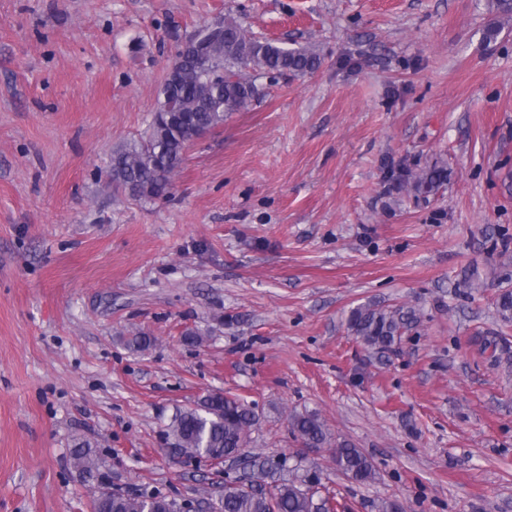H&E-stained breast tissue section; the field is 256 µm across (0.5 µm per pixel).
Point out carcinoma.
I'll list each match as a JSON object with an SVG mask.
<instances>
[{"instance_id":"carcinoma-1","label":"carcinoma","mask_w":512,"mask_h":512,"mask_svg":"<svg viewBox=\"0 0 512 512\" xmlns=\"http://www.w3.org/2000/svg\"><path fill=\"white\" fill-rule=\"evenodd\" d=\"M198 50L178 53L168 70L162 98L146 134L112 152L107 186L115 195L132 200L155 201L164 197L184 161L186 150L204 134L222 126L224 118L240 112L258 94L250 72L282 76H305L322 64L320 52L310 45L283 47L251 34L235 18L199 25ZM388 194L415 199L435 195L448 184V166L435 160L422 167H389ZM496 308L502 321L512 323V291L499 294ZM419 323L417 310L362 304L351 309L347 326L365 349L375 353L391 350L402 336ZM129 348L146 351L153 339L134 332L126 339ZM294 438L312 448L331 446L336 470L358 482L375 479L370 457L343 440L331 442L325 422L316 411L288 416ZM257 424L252 409L240 399L212 391L190 408H179L166 425L171 450L178 455L196 454L211 460L240 459ZM97 445L82 435L72 438L70 466L91 489L92 512H196L157 492L146 496L114 495L104 490L108 475L96 451ZM288 469L291 477L268 486L263 483L268 467ZM287 458L253 460L251 477L261 480L257 488L244 491L224 486L219 512H340L342 504L322 482L317 472L286 467Z\"/></svg>"}]
</instances>
